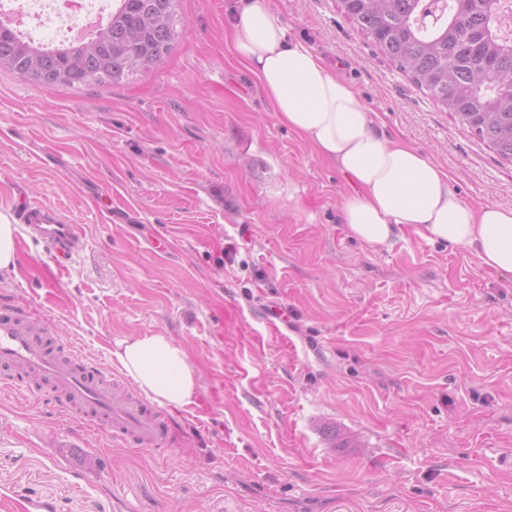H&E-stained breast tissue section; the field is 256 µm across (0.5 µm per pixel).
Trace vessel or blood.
<instances>
[{
	"mask_svg": "<svg viewBox=\"0 0 512 512\" xmlns=\"http://www.w3.org/2000/svg\"><path fill=\"white\" fill-rule=\"evenodd\" d=\"M15 216L58 264L83 248L79 226L65 223L55 209L25 204ZM1 366L16 389L29 390L35 380L52 385L60 406L81 415L91 429L148 448L161 446L168 436L170 424L163 411L133 397L111 370L87 362L76 346L63 340L51 319L31 306L0 303Z\"/></svg>",
	"mask_w": 512,
	"mask_h": 512,
	"instance_id": "vessel-or-blood-1",
	"label": "vessel or blood"
}]
</instances>
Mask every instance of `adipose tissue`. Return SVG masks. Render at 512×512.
Here are the masks:
<instances>
[{
	"mask_svg": "<svg viewBox=\"0 0 512 512\" xmlns=\"http://www.w3.org/2000/svg\"><path fill=\"white\" fill-rule=\"evenodd\" d=\"M230 34L279 119L345 176L341 222L352 238L377 245L407 231L512 273V208L466 202L426 153L381 135L354 87L291 36L265 0H238ZM112 356L148 399L176 409L195 403V371L171 337H126Z\"/></svg>",
	"mask_w": 512,
	"mask_h": 512,
	"instance_id": "ef3b65f1",
	"label": "adipose tissue"
}]
</instances>
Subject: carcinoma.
Masks as SVG:
<instances>
[{
    "label": "carcinoma",
    "instance_id": "carcinoma-1",
    "mask_svg": "<svg viewBox=\"0 0 512 512\" xmlns=\"http://www.w3.org/2000/svg\"><path fill=\"white\" fill-rule=\"evenodd\" d=\"M81 42L37 43L0 29V68L43 86L118 85L163 62L179 36V0H115ZM365 41L503 159L512 161V0H337Z\"/></svg>",
    "mask_w": 512,
    "mask_h": 512
}]
</instances>
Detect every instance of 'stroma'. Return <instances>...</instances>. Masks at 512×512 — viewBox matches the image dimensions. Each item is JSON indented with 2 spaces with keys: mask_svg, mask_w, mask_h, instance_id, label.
<instances>
[{
  "mask_svg": "<svg viewBox=\"0 0 512 512\" xmlns=\"http://www.w3.org/2000/svg\"><path fill=\"white\" fill-rule=\"evenodd\" d=\"M351 82L380 130L460 196L512 208V162L441 110L339 13L266 0ZM235 0H180L158 67L114 86L0 69V213L58 209L86 247L59 267L18 235L0 299L90 361L161 333L199 393L157 448L0 380V501L49 512H512V274L407 233L359 242L350 187L273 111L227 37ZM231 310L222 323L214 313Z\"/></svg>",
  "mask_w": 512,
  "mask_h": 512,
  "instance_id": "1",
  "label": "stroma"
}]
</instances>
